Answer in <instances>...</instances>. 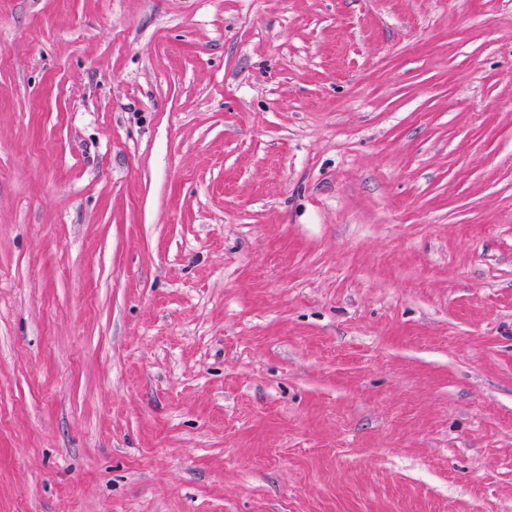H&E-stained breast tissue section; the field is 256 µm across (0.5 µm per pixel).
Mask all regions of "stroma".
Listing matches in <instances>:
<instances>
[{"label": "stroma", "instance_id": "1", "mask_svg": "<svg viewBox=\"0 0 512 512\" xmlns=\"http://www.w3.org/2000/svg\"><path fill=\"white\" fill-rule=\"evenodd\" d=\"M0 512H512V0H0Z\"/></svg>", "mask_w": 512, "mask_h": 512}]
</instances>
